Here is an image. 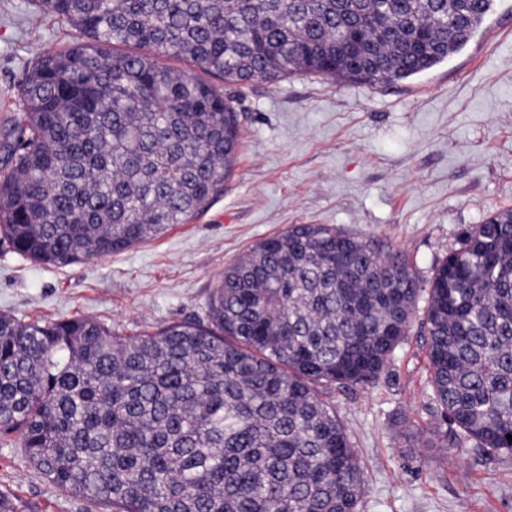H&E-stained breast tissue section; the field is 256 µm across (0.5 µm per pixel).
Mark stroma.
<instances>
[{
  "label": "stroma",
  "instance_id": "obj_1",
  "mask_svg": "<svg viewBox=\"0 0 512 512\" xmlns=\"http://www.w3.org/2000/svg\"><path fill=\"white\" fill-rule=\"evenodd\" d=\"M34 0H0V171L40 52L77 39ZM242 115L223 195L165 235L107 257L51 266L0 241V314L90 316L121 336L204 318L225 267L293 224H329L407 254L421 286L462 229L512 208V0H493L459 52L368 87L293 74L214 79ZM372 385L328 392L364 467L359 512H512V455L430 448L440 417L418 324ZM0 493L33 512H106L49 483L0 444Z\"/></svg>",
  "mask_w": 512,
  "mask_h": 512
}]
</instances>
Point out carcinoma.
I'll return each mask as SVG.
<instances>
[{
  "label": "carcinoma",
  "instance_id": "obj_1",
  "mask_svg": "<svg viewBox=\"0 0 512 512\" xmlns=\"http://www.w3.org/2000/svg\"><path fill=\"white\" fill-rule=\"evenodd\" d=\"M80 40L42 52L0 174V235L54 266L159 238L224 190L232 101L294 73L376 86L457 53L493 0H37ZM423 291L406 256L296 224L224 270L207 320L118 336L0 315V441L112 512H358L336 387L376 383ZM440 444L512 454V209L435 265L421 322Z\"/></svg>",
  "mask_w": 512,
  "mask_h": 512
}]
</instances>
